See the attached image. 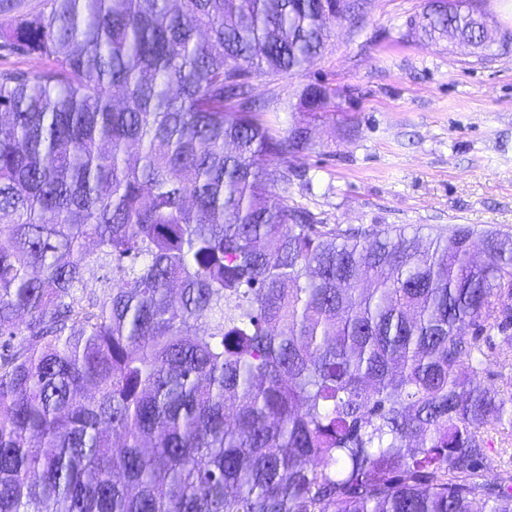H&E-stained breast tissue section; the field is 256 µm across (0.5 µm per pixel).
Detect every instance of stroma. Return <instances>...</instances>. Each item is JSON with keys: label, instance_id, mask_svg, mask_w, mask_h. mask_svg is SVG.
<instances>
[{"label": "stroma", "instance_id": "stroma-1", "mask_svg": "<svg viewBox=\"0 0 512 512\" xmlns=\"http://www.w3.org/2000/svg\"><path fill=\"white\" fill-rule=\"evenodd\" d=\"M427 0H370L360 22L332 26L306 70L252 78L274 133L301 91L334 94L292 158L287 202L327 224L447 235L456 224L512 235V52L428 44L412 28Z\"/></svg>", "mask_w": 512, "mask_h": 512}]
</instances>
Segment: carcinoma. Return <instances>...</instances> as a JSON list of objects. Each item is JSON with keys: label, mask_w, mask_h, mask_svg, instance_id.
Returning a JSON list of instances; mask_svg holds the SVG:
<instances>
[{"label": "carcinoma", "mask_w": 512, "mask_h": 512, "mask_svg": "<svg viewBox=\"0 0 512 512\" xmlns=\"http://www.w3.org/2000/svg\"><path fill=\"white\" fill-rule=\"evenodd\" d=\"M367 5L47 0L0 33L50 61L0 71V512H512L482 471L512 392L480 384L512 236L288 205L309 128L253 100ZM417 27L492 43L480 0Z\"/></svg>", "instance_id": "carcinoma-1"}]
</instances>
